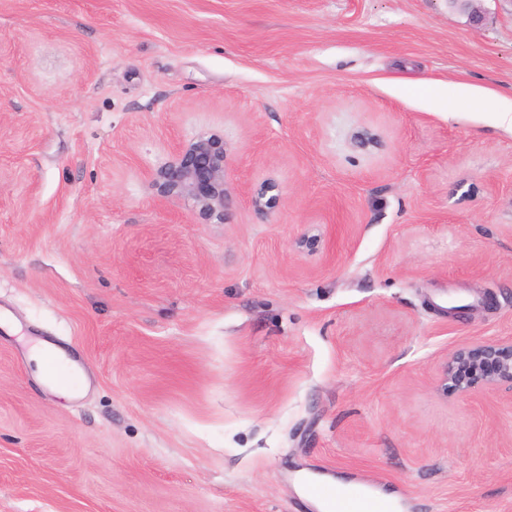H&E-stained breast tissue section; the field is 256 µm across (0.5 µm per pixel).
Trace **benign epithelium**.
<instances>
[{
  "label": "benign epithelium",
  "instance_id": "1",
  "mask_svg": "<svg viewBox=\"0 0 512 512\" xmlns=\"http://www.w3.org/2000/svg\"><path fill=\"white\" fill-rule=\"evenodd\" d=\"M228 147L224 134L205 132L173 149L170 158L149 170L150 182L161 200H187L201 224L224 223L233 202L227 181ZM266 183L251 193L255 213L267 216L278 203ZM512 386V341L477 342L456 350L443 364L438 391L443 397H467L478 389Z\"/></svg>",
  "mask_w": 512,
  "mask_h": 512
}]
</instances>
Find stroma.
I'll return each mask as SVG.
<instances>
[{"label":"stroma","mask_w":512,"mask_h":512,"mask_svg":"<svg viewBox=\"0 0 512 512\" xmlns=\"http://www.w3.org/2000/svg\"><path fill=\"white\" fill-rule=\"evenodd\" d=\"M477 7L0 0V512H318L312 474L512 512V387L436 390L512 340V0ZM209 131L220 224L145 175ZM274 187L271 183H266L252 192L251 205L257 215L265 217L275 208L278 203L277 196L267 198L268 192L274 190ZM50 344L49 341H36L29 348V358L36 364L39 379L53 384L61 396L69 398L71 395L70 389L73 387L71 382L55 378L52 375V367L55 365L65 371L74 372V364Z\"/></svg>","instance_id":"stroma-1"}]
</instances>
